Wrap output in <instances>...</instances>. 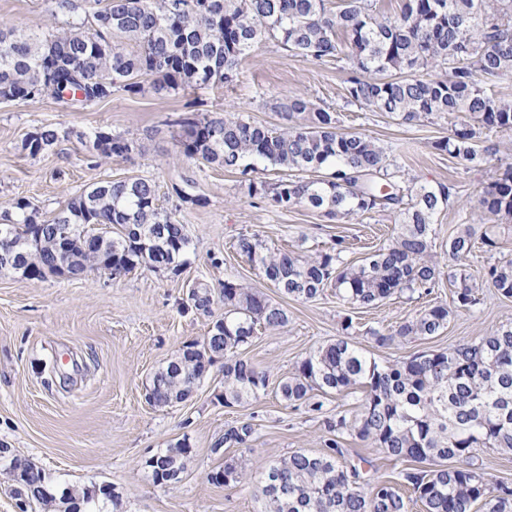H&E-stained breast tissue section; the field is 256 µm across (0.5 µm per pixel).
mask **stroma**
Here are the masks:
<instances>
[{
	"instance_id": "1",
	"label": "stroma",
	"mask_w": 512,
	"mask_h": 512,
	"mask_svg": "<svg viewBox=\"0 0 512 512\" xmlns=\"http://www.w3.org/2000/svg\"><path fill=\"white\" fill-rule=\"evenodd\" d=\"M73 3V9L59 10L53 0H0V23L57 31L87 19L95 8L94 0ZM349 68L333 58L307 60L267 36L241 58L229 84L165 95L116 91L91 106L49 97L0 102V203L25 199L48 220L92 184L145 178L156 186L159 208L185 224L190 237L184 263L175 270L46 280L0 272V446L12 448L53 482L111 484L121 512H257L261 476L270 463L300 450L320 452L328 437L327 415L340 405L352 416L360 410L364 394L359 389L325 396L324 411L316 414L286 404L274 386L310 352L340 336L344 318L354 322L351 341L381 362L474 341L512 324V298L484 281L476 284L481 303L469 311L457 308L458 285L448 279L430 296L396 294L366 309L339 300L331 287L310 301L284 297L236 252L238 236L246 233L258 235L269 248L296 253L327 250L342 235L349 246L343 258L355 263L372 247L388 244L395 228L391 213L332 220L303 204L281 209L253 202L239 171L179 152L183 118L240 115L274 127L282 123L283 104L296 95L334 112L340 131L365 134L390 148L403 180L453 185L448 208L437 216L439 235L430 253L440 269L450 264L448 236L461 214L480 218V196L498 172L433 149L434 141L452 135L454 119L404 124L347 104ZM46 124L63 131V139L38 156L28 155L23 139ZM100 127L132 140L135 151L92 158L77 135ZM228 278L262 292L288 313L286 327L258 330L245 351L269 373L271 386L248 405L225 406L224 368L218 361L187 400L153 406L146 388L154 372L184 346L203 341L224 315L220 301L205 315L188 309L190 289L205 284L217 290ZM435 303L449 311L441 335L389 346L372 340L371 330L389 329ZM247 421L256 426L249 451L223 444L225 430ZM181 442L191 449L181 480L156 483L148 459ZM342 450L345 464L370 460V482L397 481L400 464L370 442L350 436ZM231 459L239 462L244 479L226 485L210 481V473Z\"/></svg>"
}]
</instances>
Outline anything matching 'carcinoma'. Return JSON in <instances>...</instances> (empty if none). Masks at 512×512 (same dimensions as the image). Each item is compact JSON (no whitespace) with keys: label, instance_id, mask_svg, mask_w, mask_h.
<instances>
[{"label":"carcinoma","instance_id":"1","mask_svg":"<svg viewBox=\"0 0 512 512\" xmlns=\"http://www.w3.org/2000/svg\"><path fill=\"white\" fill-rule=\"evenodd\" d=\"M112 16V28L99 40L95 26ZM89 27L74 26L40 34L0 28V99L32 101L47 95L62 103L90 105L116 89L140 93L151 81L157 92L197 84L231 82L237 66L254 43L269 35L312 61L334 57L350 64L347 102L385 112L404 123L431 115L458 119L453 135L434 148L475 166L504 169L483 191L479 204L491 224L456 225L448 237L454 262L448 277L459 283L456 303L470 310L480 304L472 273L464 264L475 238L486 250L498 248L494 222L512 218V159L497 144L476 147L481 135L512 128V101L491 92L489 85L512 75V0H406L399 15L376 17L370 0H344L333 11L326 0H105ZM448 66L444 78L428 71ZM278 129L257 125L242 116L184 122L180 153L189 159L241 174L261 162L280 170L315 173L327 178H288L274 184L250 181L248 193L278 207L305 204L329 218L397 214L390 242L370 252L359 264L343 263L345 238H335L327 252L300 254L271 250L255 235L239 236L235 248L258 267L287 297L310 300L333 282L340 299L371 308L392 295H430L442 271L429 258L438 235L435 216L448 207L452 187L408 184L391 169L387 149L360 133L338 131L336 116L293 96L283 105ZM60 139L59 131L41 126L29 133L23 149L35 157ZM94 157L129 156L128 139L98 128L79 136ZM8 240L0 238V265L5 258L20 263L29 279L62 275L49 251L58 225H118V236L87 244L81 234L70 243L71 256L116 279L138 268L173 266L186 252L185 225L162 213L153 182L144 178L103 181L65 201L49 221L24 199L0 213ZM91 251H86V246ZM483 277L497 292L512 297V259L500 258ZM224 301V334H209L192 343L158 370L146 389L156 406L186 396L196 376L224 359V406H241L265 390L269 374L243 356L257 328L279 329L288 322L283 308L265 295L224 280L219 293L199 285L189 295L190 307L208 313L215 299ZM448 324V308L431 305L416 318L387 332L370 331L379 346L408 338L440 335ZM350 318L342 336L318 347L279 381L280 398L306 403L322 413L323 395L364 390L360 413L344 410L325 420L331 437L323 451L294 452L266 470L260 512H410L421 502L424 512H512V486L488 478L471 463L476 448L512 452V324L487 336L457 343L446 350L426 351L403 361L381 363L349 340ZM254 424L244 422L224 432L223 443L247 445ZM354 435L371 442L395 461L414 462L399 473V485L387 482L371 490L362 485L359 467L345 466L342 442ZM32 464L10 459L11 476L21 509L34 504L52 512L56 501L45 491L49 480L28 477ZM243 478L238 462L209 474L214 483ZM82 501L97 499L101 486L73 487Z\"/></svg>","mask_w":512,"mask_h":512}]
</instances>
